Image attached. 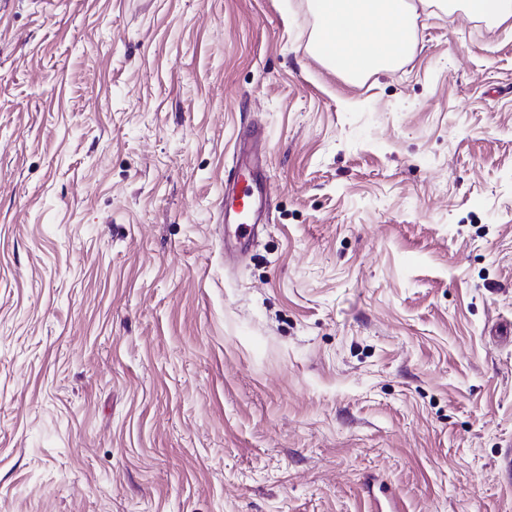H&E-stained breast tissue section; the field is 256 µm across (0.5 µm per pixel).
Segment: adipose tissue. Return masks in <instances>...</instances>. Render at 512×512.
Here are the masks:
<instances>
[{
	"label": "adipose tissue",
	"instance_id": "1",
	"mask_svg": "<svg viewBox=\"0 0 512 512\" xmlns=\"http://www.w3.org/2000/svg\"><path fill=\"white\" fill-rule=\"evenodd\" d=\"M312 44L324 63L357 80L400 65L416 45L417 13L410 0H309ZM440 14L463 13L495 25L512 20V0H435Z\"/></svg>",
	"mask_w": 512,
	"mask_h": 512
}]
</instances>
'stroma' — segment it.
Listing matches in <instances>:
<instances>
[{
	"mask_svg": "<svg viewBox=\"0 0 512 512\" xmlns=\"http://www.w3.org/2000/svg\"><path fill=\"white\" fill-rule=\"evenodd\" d=\"M418 14L0 0V512H512V20ZM410 1L309 0L314 53L350 80L397 67L416 45L418 14ZM263 161L256 158L250 166L235 169L224 186V224H235L233 231L224 229V257L232 259L243 252L256 232L259 210L265 205L256 196L253 185L261 180Z\"/></svg>",
	"mask_w": 512,
	"mask_h": 512,
	"instance_id": "obj_1",
	"label": "stroma"
}]
</instances>
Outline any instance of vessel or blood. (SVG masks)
Instances as JSON below:
<instances>
[{
  "label": "vessel or blood",
  "instance_id": "obj_1",
  "mask_svg": "<svg viewBox=\"0 0 512 512\" xmlns=\"http://www.w3.org/2000/svg\"><path fill=\"white\" fill-rule=\"evenodd\" d=\"M263 169L262 160L257 159L249 166L236 169L227 178L224 215L232 225L231 230L224 233V255L227 258L242 253L256 232L264 201L255 195L253 186L260 180Z\"/></svg>",
  "mask_w": 512,
  "mask_h": 512
}]
</instances>
